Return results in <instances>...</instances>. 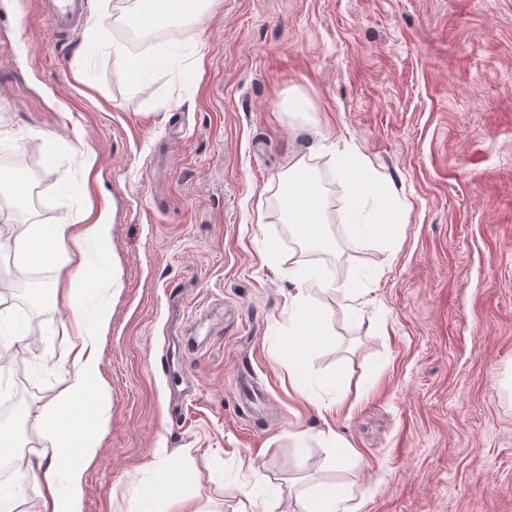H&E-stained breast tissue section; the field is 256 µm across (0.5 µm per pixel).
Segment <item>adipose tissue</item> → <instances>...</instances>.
I'll return each mask as SVG.
<instances>
[{
	"instance_id": "adipose-tissue-1",
	"label": "adipose tissue",
	"mask_w": 512,
	"mask_h": 512,
	"mask_svg": "<svg viewBox=\"0 0 512 512\" xmlns=\"http://www.w3.org/2000/svg\"><path fill=\"white\" fill-rule=\"evenodd\" d=\"M340 177L348 179V198L341 215L350 224L360 241L390 239L402 214L390 206L389 194L381 183L370 177L352 179V164L348 156L331 157ZM279 213L290 226L311 225L312 230L303 241L310 246L330 243L328 231L331 215L327 195L315 180L309 159L299 156L291 159L286 170L277 179ZM112 240V226L106 216L82 225L80 233H73L69 222L58 224H29L18 234L0 233V250L9 249L19 261L30 264L38 260H58L59 275L54 283L55 293L72 314L71 339L57 361L64 368L63 387L52 395L37 411L32 426L42 441L38 457L31 464L34 482L28 512H81L85 492V472L100 446L99 430L105 421L108 404L106 394L97 384L100 361L97 339L106 335L112 323L110 305H103L93 327H86L77 301L75 283L96 282L106 276L110 288L120 290L122 282L114 271L87 268L85 262H74L83 243L95 244L100 252H107ZM317 287L342 292L352 299L356 286L350 281L336 279L335 275L314 273L312 278H299L297 289L288 300V313L297 321L298 333L288 339L286 361L292 367L290 379L294 389H301V363L306 346L321 334L323 313L308 299L307 281ZM80 412V423L67 422L66 414ZM195 472L168 465L158 470L154 483L142 495L136 512H154L157 501H166L170 512H201L200 508L180 492L183 484L194 481Z\"/></svg>"
}]
</instances>
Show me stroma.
Here are the masks:
<instances>
[{
	"mask_svg": "<svg viewBox=\"0 0 512 512\" xmlns=\"http://www.w3.org/2000/svg\"><path fill=\"white\" fill-rule=\"evenodd\" d=\"M117 9L87 0L57 34L39 0H0V161L35 162V223L107 214L123 283L82 292L85 320L112 308L83 512H134L171 460L207 512L246 489L256 512H299L315 478L351 489L346 512H512V0H213L144 79L113 63ZM316 143L387 186L394 239L334 223L329 256L302 258L273 188ZM330 262L357 299L315 293L305 400L281 355L288 274ZM71 320L51 299L0 406L60 388ZM16 444L0 485L26 512L31 421Z\"/></svg>",
	"mask_w": 512,
	"mask_h": 512,
	"instance_id": "stroma-1",
	"label": "stroma"
}]
</instances>
